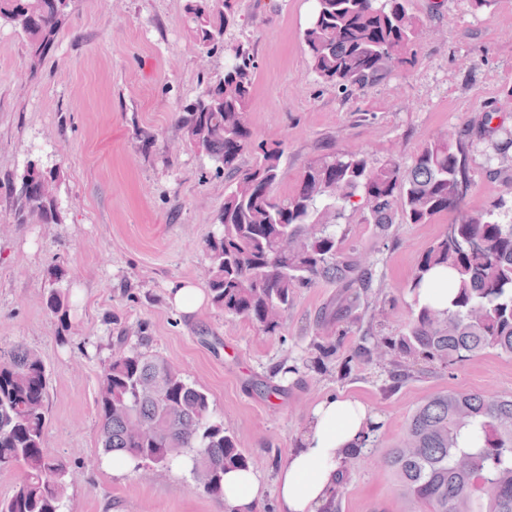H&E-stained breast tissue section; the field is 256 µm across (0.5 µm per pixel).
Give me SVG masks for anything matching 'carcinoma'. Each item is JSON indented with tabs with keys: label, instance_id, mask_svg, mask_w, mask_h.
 Instances as JSON below:
<instances>
[{
	"label": "carcinoma",
	"instance_id": "obj_1",
	"mask_svg": "<svg viewBox=\"0 0 512 512\" xmlns=\"http://www.w3.org/2000/svg\"><path fill=\"white\" fill-rule=\"evenodd\" d=\"M235 0H191L189 36L202 53L224 40ZM71 0H0V20L26 37L28 66L37 69L54 47ZM423 23L405 0H315L303 31L310 67L322 80L366 87L412 61ZM255 64L236 48L224 74L211 81L177 122L189 146L224 170L229 185L217 231L206 241L207 287L224 314L245 318L267 334L278 332L295 289L321 281L343 292L336 298V341L310 345L306 366L332 363L345 376L352 363L395 354L392 385L408 373L402 361L423 359L450 366L487 351L512 356V224L498 220L506 200L465 209L474 183L467 147L481 148L487 172L512 154V127L498 112L482 115L483 134L473 141L461 129L426 141L412 163L394 155L374 162L361 151L332 150L311 161L291 193L278 196L283 149L254 138L249 103ZM252 156L244 167L243 155ZM57 170L27 165L17 198L20 224L61 221L55 194ZM374 229L371 249L346 244L348 213ZM443 213L448 224L419 256L410 291L428 285L431 272H448L452 298L439 309L414 300L400 336L369 321L355 349L337 359L345 324L359 323L373 308L376 254L396 224H429ZM71 295L49 291L47 309L68 331ZM104 369L98 399L101 448L118 465L168 467L184 453L191 471L210 481L199 489L224 497V473L246 469L249 459L224 421L213 416L208 394L166 360L126 347ZM48 374L43 359L22 347L0 351V471L18 470L13 493L0 512H61L69 487L64 460L44 448ZM402 497L418 512H512V396L446 392L411 414L400 443L383 458Z\"/></svg>",
	"mask_w": 512,
	"mask_h": 512
}]
</instances>
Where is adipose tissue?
I'll return each instance as SVG.
<instances>
[{
	"instance_id": "obj_1",
	"label": "adipose tissue",
	"mask_w": 512,
	"mask_h": 512,
	"mask_svg": "<svg viewBox=\"0 0 512 512\" xmlns=\"http://www.w3.org/2000/svg\"><path fill=\"white\" fill-rule=\"evenodd\" d=\"M375 423L369 407L359 399L329 396L317 403L297 448L276 472L278 512H322L343 468ZM261 495L262 484L253 470L225 474L227 512H252Z\"/></svg>"
}]
</instances>
